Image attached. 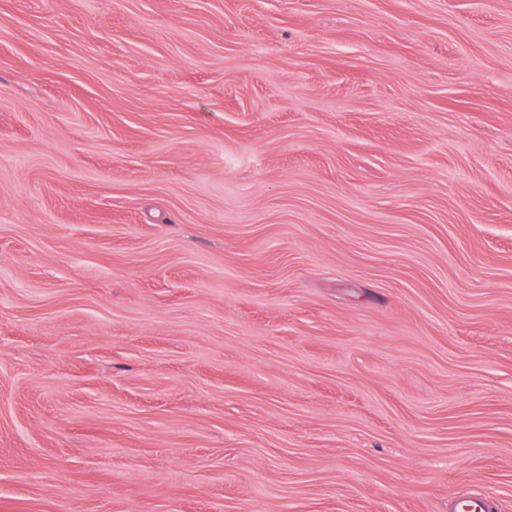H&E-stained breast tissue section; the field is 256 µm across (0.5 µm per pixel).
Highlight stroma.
<instances>
[{
    "label": "stroma",
    "mask_w": 512,
    "mask_h": 512,
    "mask_svg": "<svg viewBox=\"0 0 512 512\" xmlns=\"http://www.w3.org/2000/svg\"><path fill=\"white\" fill-rule=\"evenodd\" d=\"M512 512V0H0V512Z\"/></svg>",
    "instance_id": "1"
}]
</instances>
